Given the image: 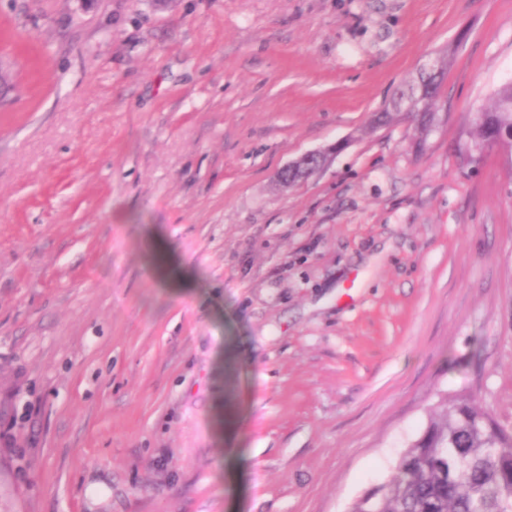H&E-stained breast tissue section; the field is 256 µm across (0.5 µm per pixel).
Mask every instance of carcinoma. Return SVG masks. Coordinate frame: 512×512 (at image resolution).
<instances>
[{
  "mask_svg": "<svg viewBox=\"0 0 512 512\" xmlns=\"http://www.w3.org/2000/svg\"><path fill=\"white\" fill-rule=\"evenodd\" d=\"M446 69L408 83L427 87L420 138L432 130L434 106ZM476 142L512 146V83L476 112ZM512 507V432L496 426L490 411L460 395L439 401L423 433L401 452L387 479L355 500L349 512H506Z\"/></svg>",
  "mask_w": 512,
  "mask_h": 512,
  "instance_id": "obj_1",
  "label": "carcinoma"
}]
</instances>
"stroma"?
I'll list each match as a JSON object with an SVG mask.
<instances>
[{
  "instance_id": "stroma-1",
  "label": "stroma",
  "mask_w": 512,
  "mask_h": 512,
  "mask_svg": "<svg viewBox=\"0 0 512 512\" xmlns=\"http://www.w3.org/2000/svg\"><path fill=\"white\" fill-rule=\"evenodd\" d=\"M0 512H348L512 430V0H0ZM452 53L423 145L372 122ZM311 151L328 161L283 187ZM478 144L508 143L512 153V83L498 89L492 103L476 112L472 123Z\"/></svg>"
}]
</instances>
